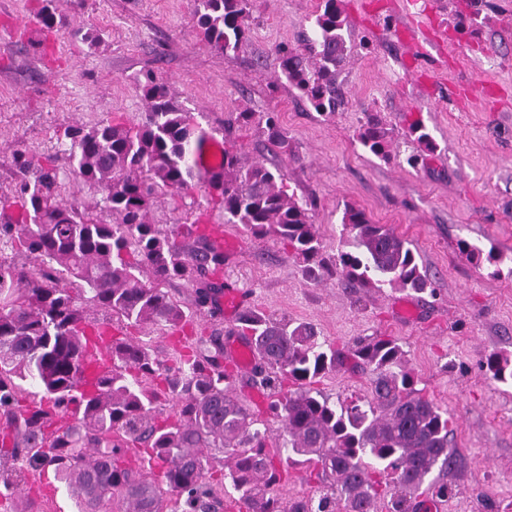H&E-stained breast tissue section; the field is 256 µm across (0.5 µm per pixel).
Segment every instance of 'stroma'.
<instances>
[{
    "mask_svg": "<svg viewBox=\"0 0 512 512\" xmlns=\"http://www.w3.org/2000/svg\"><path fill=\"white\" fill-rule=\"evenodd\" d=\"M434 29L407 57L404 0H338L352 52L341 96L320 116L276 84V48L311 36L318 0H254L251 35L234 53L201 41L193 0H58L68 31L50 36L37 20L41 0H0V198L13 196L17 150H48L70 125L135 123L145 110L137 80L153 71L203 129L243 160L277 167L298 197L312 201L325 256L336 253L345 205L406 237L431 275L434 295L352 288L339 278L307 279L272 238L226 223L203 189L159 204L156 224L200 221L226 250L223 281L245 306L308 322L336 345L390 336L402 344L417 386L447 408L457 463L448 499L429 512H512V387L483 367L512 358V0H478L467 34L454 29L456 0H417ZM98 31L99 48L73 36ZM277 113L293 153L271 151L238 113ZM380 113L394 155L365 153L356 134L365 113ZM421 121L436 150L410 168L408 127ZM475 247L472 259L459 242ZM366 371L345 362L320 387L331 398L365 393ZM23 512H76L53 470L30 471L14 502Z\"/></svg>",
    "mask_w": 512,
    "mask_h": 512,
    "instance_id": "1",
    "label": "stroma"
}]
</instances>
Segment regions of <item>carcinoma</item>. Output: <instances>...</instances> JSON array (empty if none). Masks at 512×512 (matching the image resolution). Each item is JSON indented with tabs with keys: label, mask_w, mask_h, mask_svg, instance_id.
I'll use <instances>...</instances> for the list:
<instances>
[{
	"label": "carcinoma",
	"mask_w": 512,
	"mask_h": 512,
	"mask_svg": "<svg viewBox=\"0 0 512 512\" xmlns=\"http://www.w3.org/2000/svg\"><path fill=\"white\" fill-rule=\"evenodd\" d=\"M252 8V0H195L202 39L217 52L237 51L251 32ZM40 23L65 27L54 0H45ZM346 29L337 0H319L314 36L276 50L279 79L320 114L336 106ZM138 87L146 104L140 121L68 126L53 152L13 154L22 216L0 226V242L38 266L0 263V446L30 468H53L78 512H103L115 500L126 512H220L226 492L238 512H379L380 503L385 512H419L417 494L448 497L451 487L432 477L455 464L448 411L416 388L406 351L390 336L340 348L309 323L247 309L229 335L250 339L254 394L234 392L222 328L165 361L145 336H114L112 368L81 388L91 360L84 351L91 308L116 313L130 327L183 333L192 320L163 285L185 282L203 308L212 277L224 269V247L200 224L162 229L150 220L160 198L182 196L200 175L188 112L168 83L148 71ZM236 122L256 125L269 145L290 150L274 114L240 112ZM409 136L416 147L407 163L414 167L436 146L419 121ZM357 139L371 154L390 157L389 132L377 114L364 113ZM224 166V187L210 200L230 223L282 244L308 279L337 271L351 287L434 291L412 243L363 210L345 206L350 239L329 267L308 204L288 193L279 170L228 151ZM69 173L101 193L112 220L65 202ZM347 360L369 369V391L336 402L316 384ZM484 365L495 381L512 382L511 359L493 354ZM26 383L37 387L36 400L19 406L15 396ZM164 399L172 402L166 415ZM268 418L280 424L279 434H271ZM216 454L224 455L226 470L214 484L208 473ZM297 468L316 484L315 495L284 501L274 486ZM18 478L0 475V508L14 501Z\"/></svg>",
	"instance_id": "1"
}]
</instances>
